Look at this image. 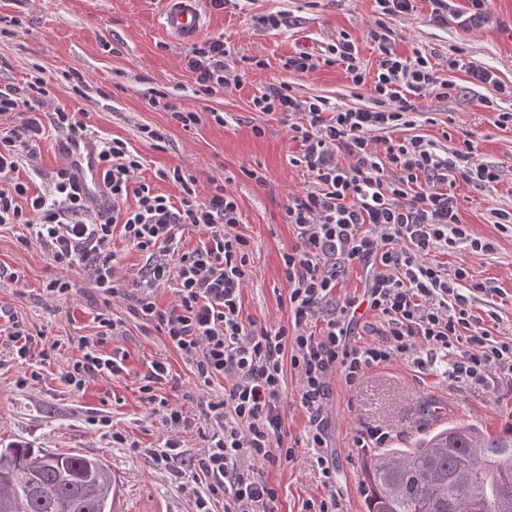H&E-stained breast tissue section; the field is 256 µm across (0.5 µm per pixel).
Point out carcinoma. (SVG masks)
Masks as SVG:
<instances>
[{"instance_id":"1","label":"carcinoma","mask_w":512,"mask_h":512,"mask_svg":"<svg viewBox=\"0 0 512 512\" xmlns=\"http://www.w3.org/2000/svg\"><path fill=\"white\" fill-rule=\"evenodd\" d=\"M496 461L474 486L480 512H512V421L495 434L453 423L409 448H377L362 461L365 512H470L465 465ZM114 498L100 458L0 448V512H112Z\"/></svg>"}]
</instances>
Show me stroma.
I'll use <instances>...</instances> for the list:
<instances>
[{
    "mask_svg": "<svg viewBox=\"0 0 512 512\" xmlns=\"http://www.w3.org/2000/svg\"><path fill=\"white\" fill-rule=\"evenodd\" d=\"M432 0H417L410 15L398 19V53L419 50L434 54L440 77L453 81L455 94L425 103L413 116L409 134L457 147L473 140L479 159L498 169L497 182L479 191L457 183L454 192L463 224L491 241L493 251L472 250L437 254L449 269L467 268L475 278L491 282L496 292L479 296L480 315L495 314L500 331L512 330V228L495 224L491 209L512 210V128H497L496 111L481 107L487 91L468 82L463 69H448L449 56L493 68L502 81L512 82V47L501 33L512 27V0H488V20L469 29L449 23H430ZM165 0H0V16L7 24L0 31V84H24L34 72H42L50 85L55 105L78 113L104 138H119L143 158L138 176L155 191L179 199L178 188L160 180L159 171L181 167L196 179L199 198H207L211 180L225 175L227 187L238 200L239 233L250 240L249 282L243 290V312L262 326L284 324L291 317L283 298L282 255L296 242L291 225L283 221L290 193L306 188V173L289 163L302 146L292 141L277 115L254 111L252 99L259 89L287 76L283 62L301 51L317 52L340 35L356 39L365 66H374L378 53L364 31L373 18L374 0H242L239 8H204L205 26L196 43L223 39L240 77L238 87L220 91L205 100L194 99V79L184 65L190 45L171 38L162 26ZM284 11L289 26L257 29L256 15ZM80 72L88 85L76 93L69 71ZM166 94L168 102L198 112L200 120L183 127L163 106H151L152 91ZM295 95L321 96L331 105H371L372 91L355 95L344 68L335 64L296 78ZM227 115L218 124L214 112ZM159 130L161 143L146 138L142 126ZM57 135L47 131L37 157L22 161L17 172L32 190L44 188L47 178L61 163L56 154ZM24 227L0 231V318L15 319L58 349L44 366L42 382L18 384L24 368L8 350L0 351V448L21 443L46 451L73 450L96 456L108 464L116 485L115 512H193L194 499L169 474L155 466L148 455L166 434L158 415L140 400L138 386L153 361L167 362L171 380L158 385L159 396L182 405L191 424L179 433L185 460L195 463L211 429L197 401L194 376L180 354L153 325L129 312L127 293L146 259L121 235L112 248L120 264L123 296L104 305L83 270L71 273L72 294L51 300L43 292L55 272L37 244L20 243ZM110 311L123 323L107 351L123 357L125 372L118 377H99L82 391L63 386L58 375L69 362L80 358L79 340L96 332L95 317ZM329 433L336 450V480L344 493V512H364L360 494L364 449L354 447L356 432L382 424L395 432L389 444L410 445L425 432L444 422H470L495 431L512 419V387L485 391L456 387L441 369L423 370L397 362L369 371L357 389L346 390L332 380ZM97 414L110 416L111 426H92ZM120 432L128 447L112 444V432ZM266 467L265 479L278 493V512H300L309 498L323 496L324 489L302 461Z\"/></svg>",
    "mask_w": 512,
    "mask_h": 512,
    "instance_id": "obj_1",
    "label": "stroma"
}]
</instances>
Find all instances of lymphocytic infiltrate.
I'll use <instances>...</instances> for the list:
<instances>
[{"label":"lymphocytic infiltrate","mask_w":512,"mask_h":512,"mask_svg":"<svg viewBox=\"0 0 512 512\" xmlns=\"http://www.w3.org/2000/svg\"><path fill=\"white\" fill-rule=\"evenodd\" d=\"M375 17L367 36L378 51L377 65L367 69L349 37L328 45L327 56L299 52L284 63L290 75L305 76L324 65H343L354 88H371L375 103L367 108L330 106L326 98H299L291 83L260 89L255 111L279 115L292 140L302 145L290 157L292 166L312 178L308 188L289 195L284 219L296 243L282 255V278L292 319L285 325L259 326L245 318L241 295L249 277L250 248L239 234L240 208L222 183L199 199L196 178L182 169L163 173L180 188L178 201L139 182L141 157L127 142H100L102 186L111 200L98 210L68 167H60L45 193L34 194L15 180L22 159H35L46 130L59 138L87 140L91 130L76 113L49 108L50 91L42 77L24 85H0V117L16 118L0 127V227L25 226L30 237L57 268L45 284L50 297H66L72 282L66 270L79 267L103 302L120 293L116 285L114 232L146 256V265L131 295L129 309L154 324L183 361L197 386L221 387L220 395L200 399L212 430L197 466H185L176 430L188 418L181 406L156 393L169 375L165 362L154 361L139 388L159 414L170 437L151 455L159 470L182 479L193 493L194 512H213L223 498L224 512H276L277 491L262 477L264 467L296 458L295 446H284V373L298 381L300 405L308 417L303 444L325 493L307 500L302 512H343L327 411L331 378L357 388L375 368L398 361L424 367L445 363L450 380L490 390L512 384V336L484 327L473 307L485 282L464 268L448 272L432 255L463 246L492 251L491 242L474 237L462 224L456 181L485 189L498 180L495 167L481 161L472 141L463 148L439 149L420 136L394 139L406 117L427 98L451 97L454 82L442 79L421 51L405 56L394 48V22L412 14L414 0H375ZM186 68L195 77L194 94L209 97L238 85L234 61L223 40L192 46ZM49 109L41 118V109ZM136 204L124 207L128 196ZM202 234L187 250L179 237L183 227ZM370 267L371 282L362 295H336L339 277L355 265ZM173 285L175 300L167 309L156 291ZM324 326L313 333L314 317ZM95 336L82 337V356L69 364L60 382L83 390L99 376L118 377L121 360L105 349L120 323L97 314ZM366 336L352 340L355 329ZM0 345L25 364L20 385L41 382L42 362L54 347H39L19 322L0 329Z\"/></svg>","instance_id":"1"}]
</instances>
